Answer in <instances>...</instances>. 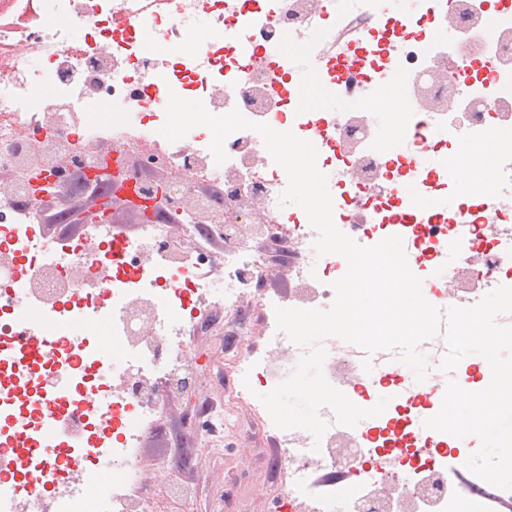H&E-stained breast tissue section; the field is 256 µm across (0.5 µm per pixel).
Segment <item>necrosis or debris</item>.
<instances>
[{
	"mask_svg": "<svg viewBox=\"0 0 512 512\" xmlns=\"http://www.w3.org/2000/svg\"><path fill=\"white\" fill-rule=\"evenodd\" d=\"M42 0H0V314L11 313L19 292L51 309L59 328L83 321L102 307L100 280L121 299L112 308V341L135 357L125 387L113 391L99 372L109 361L96 332L74 344L57 339L44 367L65 375L78 412L61 419L65 454L56 468L37 458L16 469L11 512H84V493L108 494L107 512H191L190 491L166 482L142 496L141 438L155 428L162 393L186 390L191 354L185 328L206 314L196 257L172 241L165 221L141 224L136 237L114 225H89L78 239L49 251L41 239L36 207L39 175L136 156L127 176L137 189L156 193L145 169L164 168L170 191L166 209L181 213L187 235H216L224 242L220 270L224 292L217 305L237 309L252 297L262 315L264 350L242 345L232 357L237 376L281 380L271 354L297 363L304 349L276 328V308L328 309L332 282L345 263L330 254L299 265L285 292L264 293L274 275L255 239H282L304 253L317 238L307 217L281 204L287 185L261 137L230 134L228 159L216 164L208 128L171 142L161 137L170 93L194 92L214 115L231 110L258 122L317 138L319 161L332 168L328 182L336 227L364 246L397 235L411 271L439 308L470 306L483 291L512 287V142L503 141L484 199L457 209L426 210L419 201L462 187V171L449 164L472 132L512 125V0H427L424 14L396 19L384 0H59L61 22L41 19ZM341 12L360 23L364 61H348L340 78L318 69L327 57L284 50L275 60L268 46L290 37L320 45L322 23ZM86 35L73 41L71 30ZM458 33L442 44L445 28ZM41 57L33 67L32 57ZM314 71L344 103L339 112H313L301 104L291 79ZM391 89L404 116L389 137L395 154L371 146L376 122H387L365 102V89ZM119 101L124 110L98 120L96 107ZM323 371L354 404L373 396L345 341L326 338ZM35 367L10 347H0V416L38 422L50 399L32 381ZM381 382L398 391L366 429L337 424L330 409L321 440L300 428L275 429V466L287 472L278 503L284 512H458L461 499L512 500V490L463 488L448 477V449L471 448L473 436L441 444L421 439L426 414H437L445 387L429 375L427 395L412 393L405 374L384 368ZM319 455H312V448ZM112 460L111 470L94 461Z\"/></svg>",
	"mask_w": 512,
	"mask_h": 512,
	"instance_id": "necrosis-or-debris-1",
	"label": "necrosis or debris"
}]
</instances>
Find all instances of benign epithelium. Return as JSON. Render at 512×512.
<instances>
[{"label": "benign epithelium", "instance_id": "7a95c632", "mask_svg": "<svg viewBox=\"0 0 512 512\" xmlns=\"http://www.w3.org/2000/svg\"><path fill=\"white\" fill-rule=\"evenodd\" d=\"M71 181L81 184L87 190L94 191V207L90 211L64 209L56 220L71 224H98L112 221L113 207L122 202L125 207L136 212L140 222L144 223L154 217H162L164 213L151 198L143 197L135 190L132 183L124 175L108 164L88 167L73 172ZM44 190L40 192L43 199H63L66 192L59 188L57 171L49 170L41 177Z\"/></svg>", "mask_w": 512, "mask_h": 512}]
</instances>
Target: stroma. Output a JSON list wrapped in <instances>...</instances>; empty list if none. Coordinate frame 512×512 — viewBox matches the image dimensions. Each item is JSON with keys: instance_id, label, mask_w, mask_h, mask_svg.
<instances>
[{"instance_id": "stroma-1", "label": "stroma", "mask_w": 512, "mask_h": 512, "mask_svg": "<svg viewBox=\"0 0 512 512\" xmlns=\"http://www.w3.org/2000/svg\"><path fill=\"white\" fill-rule=\"evenodd\" d=\"M242 322L252 329L253 345L262 346L260 317L252 298H245L239 313L232 316L210 308L208 321L200 323L190 338L196 373L190 394L164 398L157 409L155 430L141 443L145 489L151 491L168 479H177L195 491L193 512H210L211 502L220 491L228 493L234 512H273L279 482L272 465L275 442L255 431L257 415L264 409L259 396L266 393L265 384L252 382V394L232 403V426L225 430L215 451L201 447L200 420L185 418L188 403H195L200 411L223 403L224 388L235 377L224 356L237 348V326ZM185 455L192 459L190 468H177V457Z\"/></svg>"}]
</instances>
